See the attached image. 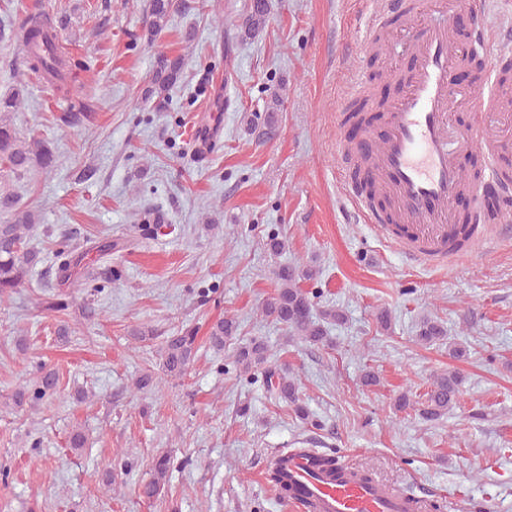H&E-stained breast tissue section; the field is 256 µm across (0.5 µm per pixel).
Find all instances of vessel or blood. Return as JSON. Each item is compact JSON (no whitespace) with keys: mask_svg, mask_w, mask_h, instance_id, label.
Listing matches in <instances>:
<instances>
[{"mask_svg":"<svg viewBox=\"0 0 512 512\" xmlns=\"http://www.w3.org/2000/svg\"><path fill=\"white\" fill-rule=\"evenodd\" d=\"M401 0H385L383 8L372 10L362 35L364 45H371L385 12L396 9ZM473 47H486L487 30L481 12H474ZM453 34L448 26L427 24L419 28L411 43L419 57V65L404 80L402 94L388 107L386 131L376 137L365 131L363 145L378 154V169H362L346 185L364 223L385 229L388 219L405 221L415 237L405 252L410 259L440 262L467 255L474 250H496L508 236L512 209H501L496 226L473 224L467 229L468 239L459 249H450V234L456 226L439 227L438 219L452 212L462 193L481 200L486 193L512 195V185L505 182L494 165H487L482 176L466 182L461 160L473 151L494 158L499 140L492 126L475 132L460 127L452 112L455 96L452 75L458 68L470 65L473 47H453ZM383 175L398 197L392 217L374 208L359 186ZM276 463L287 471L295 495L319 502L322 512H409L406 496H391L379 488L354 480L333 479L313 475L303 453L292 450L276 455Z\"/></svg>","mask_w":512,"mask_h":512,"instance_id":"obj_1","label":"vessel or blood"}]
</instances>
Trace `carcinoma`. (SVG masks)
Listing matches in <instances>:
<instances>
[{"label": "carcinoma", "mask_w": 512, "mask_h": 512, "mask_svg": "<svg viewBox=\"0 0 512 512\" xmlns=\"http://www.w3.org/2000/svg\"><path fill=\"white\" fill-rule=\"evenodd\" d=\"M179 7L178 0H147L145 5V31L149 41H154L167 24L171 12ZM268 0H251L247 12L237 24L241 38L254 39L268 22ZM63 21L46 12L35 2L22 9V16L8 25L9 39L23 46L22 56L15 61V69L24 70L40 81L57 82V90L64 94L76 91L84 102L60 113L58 120L68 127H82L90 120V102L93 101L91 86L80 83L73 86L76 78H67L64 72L66 60L57 42V30ZM184 61L179 56L159 55L155 60L151 86L145 97L154 100L161 108L168 100V93L182 82ZM377 108L385 106V100L376 99L371 93L364 104L349 113L348 122L357 129L370 123L365 113L367 104ZM280 100L273 98L266 103V115L261 136L272 139L277 133ZM55 165L54 155L44 142L37 138L27 142L9 127L0 126V294L20 287L28 271L37 263V255L27 245V236L37 228L32 215L21 210L18 200L7 178L19 177L37 166L50 170ZM55 258L58 269L65 274L71 267H78L83 260L79 252L80 243L70 232H62L56 240ZM277 281L276 293L263 305L266 316L282 324L289 336L317 347L329 345L327 325L344 320L342 311L327 307L314 313V305L302 283L316 275V269L308 264L282 265L274 271ZM239 325L232 318H220L208 331L207 342L214 350L222 351L237 340ZM448 330L431 318L419 320L415 327L416 341L433 346L447 338ZM198 352V331L186 328L167 337L163 347L162 370L172 377H183L191 360ZM234 364L244 373L261 371L263 386L271 396L288 402L299 419L306 421L309 413L300 403L297 387L288 370L269 364L268 346L253 339L234 349ZM60 374L54 369L41 368L37 376L13 395L15 405L21 406L31 400L35 403L48 400L59 391ZM463 377L456 370H448L434 378L430 388L422 397L414 400L407 393L395 399L398 411L417 409L426 420H437L453 409L462 393ZM311 466L319 472L337 471V460L333 454H323L311 448L306 449ZM170 458L161 456L155 464L156 477L146 483L141 495L154 501L161 495L163 481L169 472ZM266 478L279 496L290 495L291 487L284 481L282 467H269Z\"/></svg>", "instance_id": "cac0c4a2"}]
</instances>
